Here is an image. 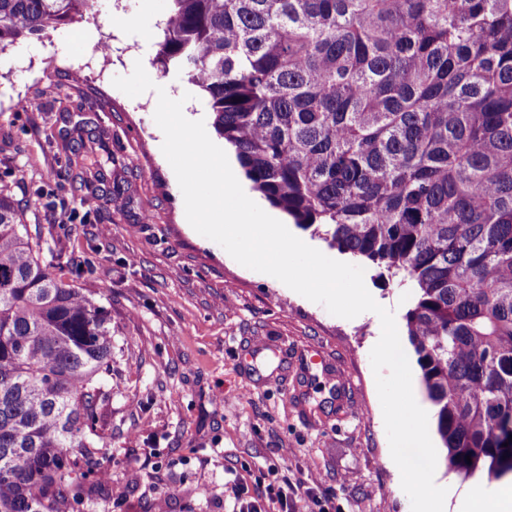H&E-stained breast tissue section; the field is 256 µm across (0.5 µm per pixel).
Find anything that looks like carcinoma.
I'll list each match as a JSON object with an SVG mask.
<instances>
[{
    "label": "carcinoma",
    "instance_id": "1",
    "mask_svg": "<svg viewBox=\"0 0 512 512\" xmlns=\"http://www.w3.org/2000/svg\"><path fill=\"white\" fill-rule=\"evenodd\" d=\"M169 2L155 60L204 92L253 189L411 285L446 467L512 473V0ZM95 5L0 0V52ZM81 276L0 187V512L103 487L112 312Z\"/></svg>",
    "mask_w": 512,
    "mask_h": 512
}]
</instances>
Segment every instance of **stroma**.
<instances>
[{"mask_svg":"<svg viewBox=\"0 0 512 512\" xmlns=\"http://www.w3.org/2000/svg\"><path fill=\"white\" fill-rule=\"evenodd\" d=\"M168 9L98 0L92 16L0 52V186L44 248L84 262L79 286L112 311L107 491L79 512H231L234 471L288 477L330 512H411L370 362L378 316L330 314L186 219L155 89L184 99L191 120L207 106L155 62ZM138 60L155 87L131 98L112 80ZM361 266L406 334L410 287Z\"/></svg>","mask_w":512,"mask_h":512,"instance_id":"obj_1","label":"stroma"}]
</instances>
